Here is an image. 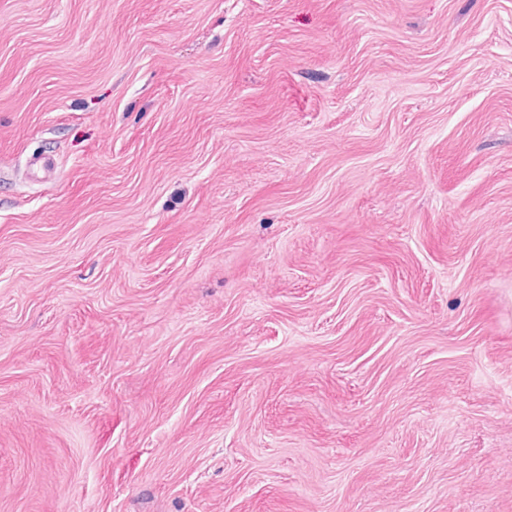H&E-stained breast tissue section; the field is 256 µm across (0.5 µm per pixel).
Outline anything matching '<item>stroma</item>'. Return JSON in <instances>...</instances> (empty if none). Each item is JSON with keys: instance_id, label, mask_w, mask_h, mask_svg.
I'll use <instances>...</instances> for the list:
<instances>
[{"instance_id": "stroma-1", "label": "stroma", "mask_w": 512, "mask_h": 512, "mask_svg": "<svg viewBox=\"0 0 512 512\" xmlns=\"http://www.w3.org/2000/svg\"><path fill=\"white\" fill-rule=\"evenodd\" d=\"M0 512H512V0H0Z\"/></svg>"}]
</instances>
